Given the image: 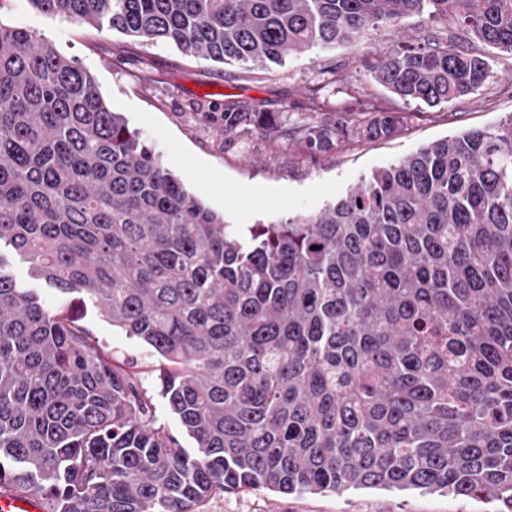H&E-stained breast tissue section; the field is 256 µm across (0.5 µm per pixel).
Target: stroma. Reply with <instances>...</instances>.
Masks as SVG:
<instances>
[{"label": "stroma", "instance_id": "obj_1", "mask_svg": "<svg viewBox=\"0 0 512 512\" xmlns=\"http://www.w3.org/2000/svg\"><path fill=\"white\" fill-rule=\"evenodd\" d=\"M0 21L30 28L95 78L114 111L123 113L159 152L185 187L232 224L272 222L285 215L314 214L346 194L359 179L416 153L421 147L494 125L512 116V55L483 48L495 83L431 108L403 101L376 83L367 61L396 42L415 41L432 30L427 15L404 17L397 32L371 31L349 44L315 47L284 65L261 70L216 64L189 56L169 43L146 44L116 31H98L62 16L46 15L29 0H0ZM336 72L335 82L321 75ZM359 87L366 106L395 112L403 123L379 140L341 143L312 157L249 122L240 133H223L228 112H263L289 121L316 114L321 122L347 112L345 85ZM17 282L39 293L51 309L84 325L114 359L131 365L154 397L156 417L173 435L177 419L158 395V357L138 338L125 335L93 306L64 299L35 279L27 263L12 258ZM491 504L415 491L359 489L341 494L284 496L267 489L218 493L201 512H491Z\"/></svg>", "mask_w": 512, "mask_h": 512}]
</instances>
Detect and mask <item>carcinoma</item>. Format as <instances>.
I'll list each match as a JSON object with an SVG mask.
<instances>
[{
  "instance_id": "obj_1",
  "label": "carcinoma",
  "mask_w": 512,
  "mask_h": 512,
  "mask_svg": "<svg viewBox=\"0 0 512 512\" xmlns=\"http://www.w3.org/2000/svg\"><path fill=\"white\" fill-rule=\"evenodd\" d=\"M215 63L282 64L428 12L370 62L429 107L494 82L512 0H30ZM400 117L288 141L327 153ZM160 357L153 397L3 249ZM0 484L44 512H198L217 491L417 490L512 512V118L436 141L317 215L230 224L41 35L0 21Z\"/></svg>"
}]
</instances>
